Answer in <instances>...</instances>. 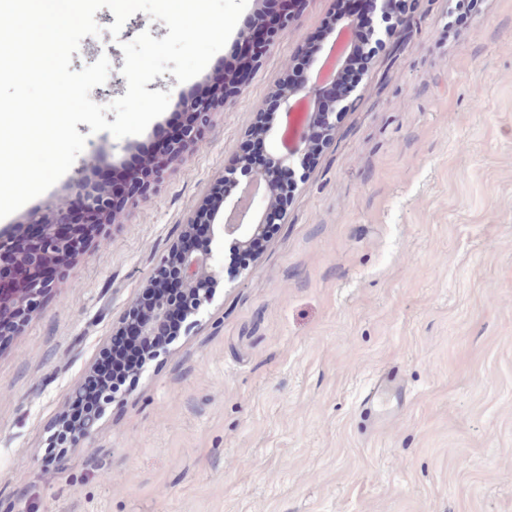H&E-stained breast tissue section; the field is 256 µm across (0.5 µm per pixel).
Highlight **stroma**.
Masks as SVG:
<instances>
[{
    "label": "stroma",
    "instance_id": "1",
    "mask_svg": "<svg viewBox=\"0 0 512 512\" xmlns=\"http://www.w3.org/2000/svg\"><path fill=\"white\" fill-rule=\"evenodd\" d=\"M333 3L307 0L203 144L0 345V512H512V0H482L459 33L452 0H407L284 224L91 439L46 460L68 393ZM95 18L72 70L104 55L119 72L120 41L168 33L139 12L115 39L112 12ZM232 54L148 88L178 104ZM166 121L129 141L77 129L121 167ZM70 181L0 229L22 231ZM389 370L407 399L376 427L360 404Z\"/></svg>",
    "mask_w": 512,
    "mask_h": 512
}]
</instances>
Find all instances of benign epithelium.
Returning <instances> with one entry per match:
<instances>
[{"mask_svg": "<svg viewBox=\"0 0 512 512\" xmlns=\"http://www.w3.org/2000/svg\"><path fill=\"white\" fill-rule=\"evenodd\" d=\"M264 19V9L255 11L252 26L239 31L235 43L249 41ZM340 26L348 28L352 36L336 58V72L348 66L360 51V21L355 17L345 18ZM323 57L322 53L315 57L299 80L290 82L285 78L276 86L271 97L278 102V111H259L251 134L269 143L268 163L257 167L245 154H239L235 169L250 175L251 180L241 185L231 176L224 177L221 180L224 197L215 202L206 197L183 225L160 266H177L184 297L176 308L166 296H157L140 316L139 335H151L157 324L176 311L184 318L181 333L186 335L197 326L198 316L214 300L223 269L215 262V250L196 252L188 245L195 225H210L211 240L221 238L230 242V256L234 257L238 251L264 238L267 225L284 219L298 189L296 171L307 169L309 156V141L305 136L286 149L279 146L285 118L293 114L298 101L307 100L308 111L301 116L303 127L317 129L328 143L336 133L337 117L349 110L357 98L354 88L327 96L323 85L312 80ZM259 65L260 60L256 59L226 68L210 79L212 93L207 101L202 104L193 99L184 101L193 110L194 120L178 131L167 154L145 159L147 173L143 186L121 206L112 202V190L123 173L114 167L112 183L99 181L96 171L101 161L93 153L74 171L71 179L74 198L69 204L28 217L27 224L36 229V241L16 260L10 283L0 282V337L13 335L28 316L42 307L64 267L85 255L94 241L103 239L107 228L119 223L128 207L146 199L152 185L162 180L174 162L187 158L199 147L213 111L218 107H232ZM103 417L101 412L92 413L75 428L72 438L78 441L91 438Z\"/></svg>", "mask_w": 512, "mask_h": 512, "instance_id": "7a95c632", "label": "benign epithelium"}]
</instances>
